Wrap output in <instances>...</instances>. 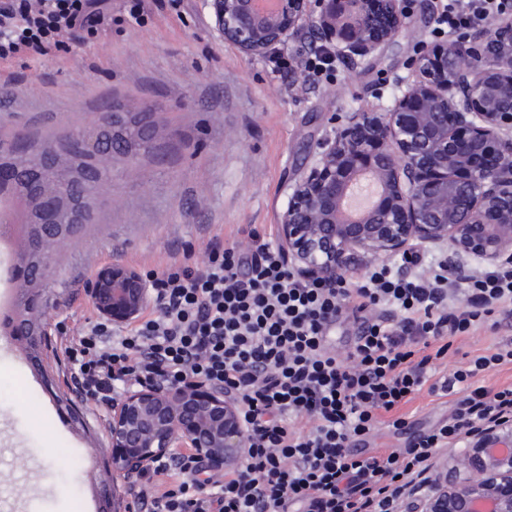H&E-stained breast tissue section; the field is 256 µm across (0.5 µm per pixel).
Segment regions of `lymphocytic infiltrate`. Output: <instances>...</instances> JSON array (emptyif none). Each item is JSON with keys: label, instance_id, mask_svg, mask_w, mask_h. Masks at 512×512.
<instances>
[{"label": "lymphocytic infiltrate", "instance_id": "lymphocytic-infiltrate-1", "mask_svg": "<svg viewBox=\"0 0 512 512\" xmlns=\"http://www.w3.org/2000/svg\"><path fill=\"white\" fill-rule=\"evenodd\" d=\"M112 0H0V63L90 45L107 32ZM512 12V0H443L439 28L480 30ZM161 309L126 334L88 322L63 337L74 391L110 406L128 381L190 375L233 389L250 425L244 466L220 477L192 452L158 461L137 485L146 512H394L425 483L433 457L482 427L512 417V384L479 377L512 364V342L439 366L479 322L512 324V267L456 280L434 269L380 265L355 285L307 281L272 236L207 244L198 266L170 264L153 281ZM353 326L346 349L327 336ZM450 398L446 423L406 447L370 449L377 424L403 432V406L421 391Z\"/></svg>", "mask_w": 512, "mask_h": 512}]
</instances>
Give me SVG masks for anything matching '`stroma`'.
Segmentation results:
<instances>
[{"label":"stroma","instance_id":"stroma-1","mask_svg":"<svg viewBox=\"0 0 512 512\" xmlns=\"http://www.w3.org/2000/svg\"><path fill=\"white\" fill-rule=\"evenodd\" d=\"M430 0H408V18L384 50L363 63L336 60L314 87L275 73L214 40L200 0H144L141 24H113L79 53L59 51L9 63L14 83L0 95V139L24 131L41 142L82 127L104 103L134 109L159 102L154 155L112 158L81 238L56 255L42 293L61 307L49 317L51 343L33 351L0 329V512H97L111 479L108 413L84 408V425L64 407L74 399L60 348L63 330L100 320L86 291L118 261L140 274L228 242L247 227L273 232L284 190L317 141L346 112L390 103L397 78L421 41H440ZM512 340V327L479 323L458 340L445 372L464 353Z\"/></svg>","mask_w":512,"mask_h":512}]
</instances>
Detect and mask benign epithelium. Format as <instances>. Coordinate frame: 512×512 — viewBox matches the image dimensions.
<instances>
[{
  "mask_svg": "<svg viewBox=\"0 0 512 512\" xmlns=\"http://www.w3.org/2000/svg\"><path fill=\"white\" fill-rule=\"evenodd\" d=\"M217 41L263 58L312 37L353 62L376 55L402 27L404 0H202ZM400 77L390 104L346 112L318 140L313 163L288 184L279 214L280 247L305 277L350 278L358 257L403 255L413 243L441 245L449 264H512V22L496 36L470 32L424 45ZM155 102L132 114L107 105L89 125L43 144L44 165L18 188L15 162L29 149L24 132L0 139V223L17 226L26 244L11 275L27 295L14 319L16 336L48 344L46 301L39 285L54 272V250L79 238L91 212L85 201L110 176L109 138L123 137L129 117L153 144ZM369 175L381 191L357 219L343 202ZM95 308L122 325L155 304L154 289L115 261L88 290ZM112 472L125 488L164 457L193 449L213 473L243 463L250 432L229 389L187 379L126 383L112 400ZM408 512H512V420L498 422L448 451Z\"/></svg>",
  "mask_w": 512,
  "mask_h": 512,
  "instance_id": "benign-epithelium-1",
  "label": "benign epithelium"
}]
</instances>
